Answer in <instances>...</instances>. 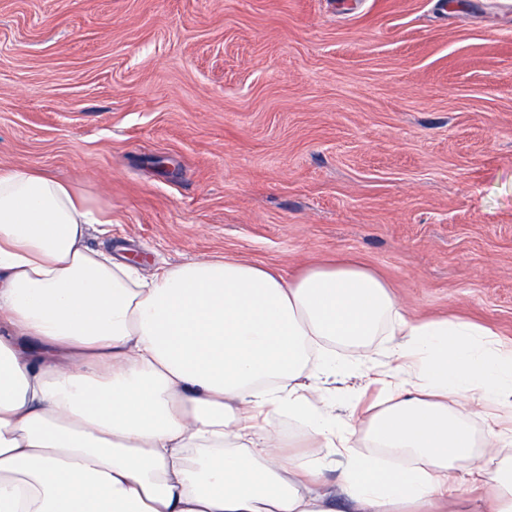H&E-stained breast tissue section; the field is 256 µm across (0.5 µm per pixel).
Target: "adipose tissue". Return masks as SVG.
<instances>
[{
	"instance_id": "adipose-tissue-1",
	"label": "adipose tissue",
	"mask_w": 512,
	"mask_h": 512,
	"mask_svg": "<svg viewBox=\"0 0 512 512\" xmlns=\"http://www.w3.org/2000/svg\"><path fill=\"white\" fill-rule=\"evenodd\" d=\"M111 222L49 173L0 166V512H512V341L408 322L356 265L145 275L86 246ZM387 330L402 380L366 422L336 416L312 374L350 372L337 347ZM273 413L305 424L307 452L288 455ZM469 476L488 493L467 507L450 488Z\"/></svg>"
}]
</instances>
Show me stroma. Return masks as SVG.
<instances>
[{
	"instance_id": "stroma-1",
	"label": "stroma",
	"mask_w": 512,
	"mask_h": 512,
	"mask_svg": "<svg viewBox=\"0 0 512 512\" xmlns=\"http://www.w3.org/2000/svg\"><path fill=\"white\" fill-rule=\"evenodd\" d=\"M112 208L144 273L356 264L512 340V0H0V166ZM395 337L330 389L380 397Z\"/></svg>"
}]
</instances>
